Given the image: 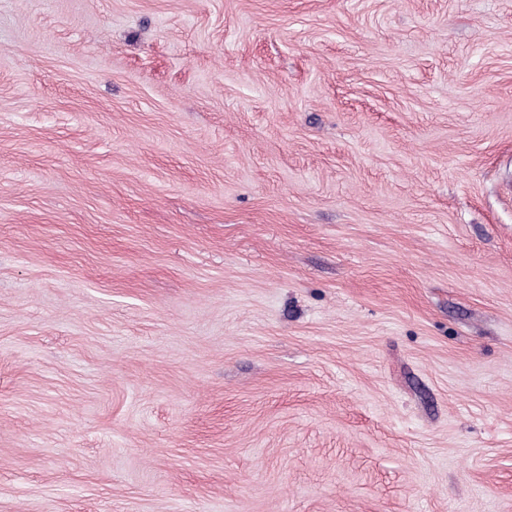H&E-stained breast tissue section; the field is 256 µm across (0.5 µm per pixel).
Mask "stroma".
I'll return each mask as SVG.
<instances>
[{
	"label": "stroma",
	"mask_w": 512,
	"mask_h": 512,
	"mask_svg": "<svg viewBox=\"0 0 512 512\" xmlns=\"http://www.w3.org/2000/svg\"><path fill=\"white\" fill-rule=\"evenodd\" d=\"M0 512H512V0H0Z\"/></svg>",
	"instance_id": "35a3bbf8"
}]
</instances>
